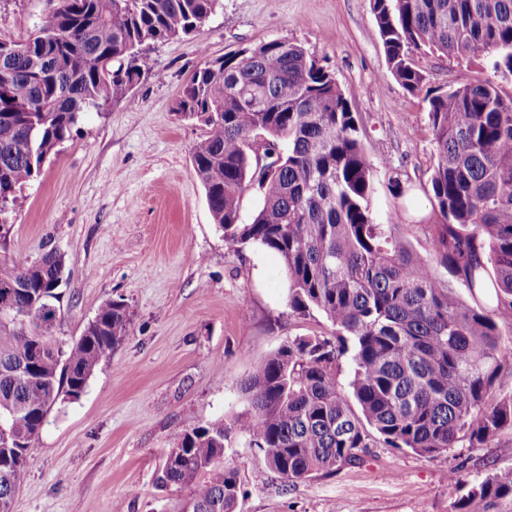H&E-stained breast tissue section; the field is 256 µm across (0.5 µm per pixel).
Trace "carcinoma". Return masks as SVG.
<instances>
[{
    "instance_id": "obj_1",
    "label": "carcinoma",
    "mask_w": 512,
    "mask_h": 512,
    "mask_svg": "<svg viewBox=\"0 0 512 512\" xmlns=\"http://www.w3.org/2000/svg\"><path fill=\"white\" fill-rule=\"evenodd\" d=\"M221 0H49L35 33L0 39V512H11L30 448L60 398L77 399L127 332L108 300L81 335H55L65 255L9 250L17 192L41 173L80 114L135 101L153 70L145 48L193 34ZM394 77L410 92L414 57L484 50L493 77L429 98L436 150L430 251L368 207L376 166L333 74L301 45L272 39L203 60L175 111L199 122L191 153L213 223L230 245L281 261L288 307L316 311L329 336H296L240 382L247 406L181 432L156 481L189 490L179 512H238L226 448L242 442L287 480L330 474L378 444L436 458L458 445L512 457V0H372ZM263 144L258 162L251 144ZM262 204L240 221L244 192ZM464 290L462 298L458 290ZM349 364L351 391L339 380ZM455 512H512V468L464 480Z\"/></svg>"
}]
</instances>
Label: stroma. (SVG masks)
<instances>
[{
	"label": "stroma",
	"instance_id": "stroma-1",
	"mask_svg": "<svg viewBox=\"0 0 512 512\" xmlns=\"http://www.w3.org/2000/svg\"><path fill=\"white\" fill-rule=\"evenodd\" d=\"M46 7L0 0V38L27 41ZM274 38L302 45L333 74L380 164L369 197L376 223L401 225L427 254L425 227L437 220L427 94L486 78L485 53L419 56L425 80L412 93L390 70L371 0H223L194 35L153 45L154 71L135 86V103L84 113L18 194L11 251L66 257L58 335L79 336L108 300L127 305L129 323L84 393L48 414L13 512H173L187 490L155 478L176 436L242 410L241 379L284 341L331 334L323 315L291 312L276 255L225 242L191 163L204 129L175 110L200 50L216 57ZM224 464L241 480L238 512H454L461 492L449 471L482 477L512 458L378 447L334 473L289 481L239 443Z\"/></svg>",
	"mask_w": 512,
	"mask_h": 512
}]
</instances>
